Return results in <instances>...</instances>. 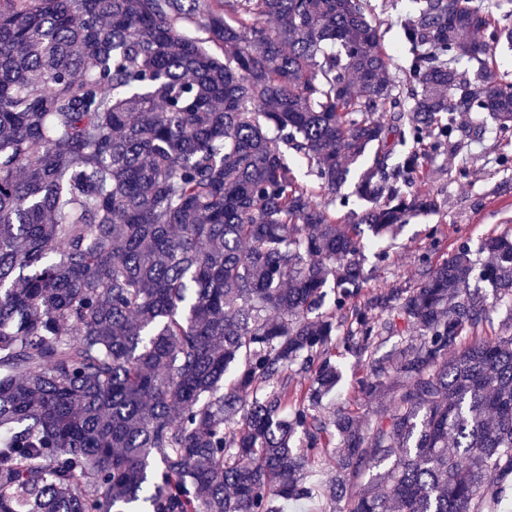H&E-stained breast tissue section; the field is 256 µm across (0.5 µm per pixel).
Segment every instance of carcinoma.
I'll return each instance as SVG.
<instances>
[{
	"mask_svg": "<svg viewBox=\"0 0 512 512\" xmlns=\"http://www.w3.org/2000/svg\"><path fill=\"white\" fill-rule=\"evenodd\" d=\"M498 11L413 0L393 73L370 0H0V512H284L331 448L329 512H496L512 236L492 303L466 245L364 303L357 256L436 207L457 116L512 132ZM337 347L392 391L369 426L321 412ZM491 79L495 83H512V49L505 45L491 66Z\"/></svg>",
	"mask_w": 512,
	"mask_h": 512,
	"instance_id": "1",
	"label": "carcinoma"
}]
</instances>
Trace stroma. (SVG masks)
<instances>
[{"mask_svg":"<svg viewBox=\"0 0 512 512\" xmlns=\"http://www.w3.org/2000/svg\"><path fill=\"white\" fill-rule=\"evenodd\" d=\"M458 145L421 158L423 187L438 202L435 211L409 219L362 253L365 296L391 288H415L460 244L478 249L482 240L512 231V136L500 135L484 116L460 117ZM466 177H459V168ZM342 378L324 397V412L347 410L364 424L373 421L386 398L362 395V366L337 356Z\"/></svg>","mask_w":512,"mask_h":512,"instance_id":"stroma-1","label":"stroma"}]
</instances>
